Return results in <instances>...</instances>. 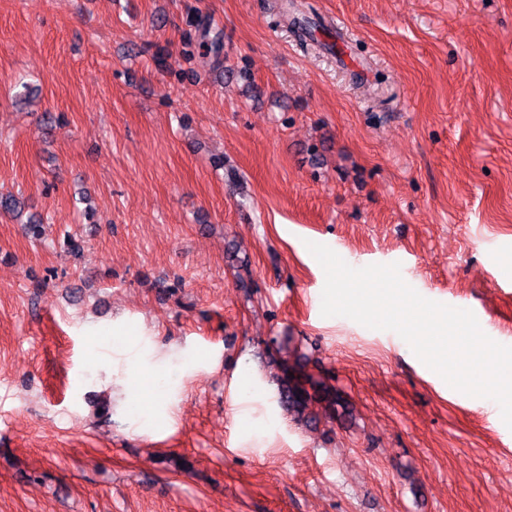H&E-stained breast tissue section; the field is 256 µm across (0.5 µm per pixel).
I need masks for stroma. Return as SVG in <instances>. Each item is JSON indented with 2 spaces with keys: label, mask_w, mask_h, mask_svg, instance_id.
Returning a JSON list of instances; mask_svg holds the SVG:
<instances>
[{
  "label": "stroma",
  "mask_w": 512,
  "mask_h": 512,
  "mask_svg": "<svg viewBox=\"0 0 512 512\" xmlns=\"http://www.w3.org/2000/svg\"><path fill=\"white\" fill-rule=\"evenodd\" d=\"M296 2L314 43L280 0H0V193L48 226L0 214V512H512L499 407L322 316L306 247L512 346V0ZM295 356L350 419L278 404Z\"/></svg>",
  "instance_id": "stroma-1"
}]
</instances>
